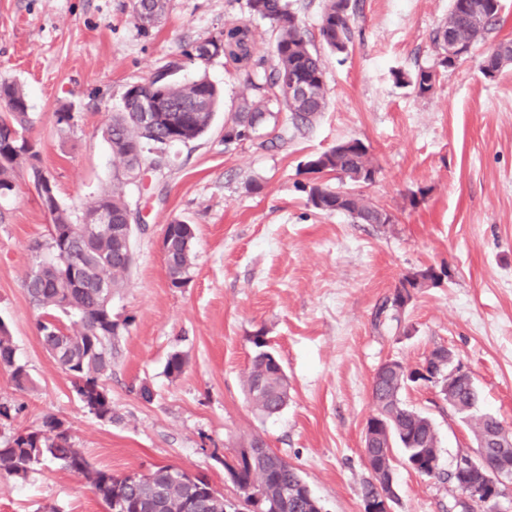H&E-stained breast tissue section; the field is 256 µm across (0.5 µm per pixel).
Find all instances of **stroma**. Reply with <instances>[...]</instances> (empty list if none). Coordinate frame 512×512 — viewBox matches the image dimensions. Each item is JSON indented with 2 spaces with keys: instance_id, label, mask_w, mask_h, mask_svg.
<instances>
[{
  "instance_id": "1",
  "label": "stroma",
  "mask_w": 512,
  "mask_h": 512,
  "mask_svg": "<svg viewBox=\"0 0 512 512\" xmlns=\"http://www.w3.org/2000/svg\"><path fill=\"white\" fill-rule=\"evenodd\" d=\"M246 0H166L160 18L138 26L133 0H0V81L17 82L34 117L29 132L75 211L112 186L121 167L103 135L129 83L168 62L180 79L207 73L222 102L205 135L167 147L162 167L126 189L134 262L113 306L127 328L104 385L117 420L88 413L67 374L42 347V313L25 275L50 223L26 172L0 197V321L34 382L16 391L0 368V401L20 404L0 432L63 421L89 462L114 474L171 465L210 479L235 508L243 497L223 458L251 436L297 469L321 512H362L369 471L363 430L374 406L373 374L390 358L415 365L444 345L472 374L480 412L512 431V64L495 78L480 70L512 39V0L500 22L455 68L440 67L432 43L449 0H352L355 32L346 59L323 48V0H292L324 65L328 107L288 143L225 144L224 121L247 96L245 71L223 57L203 64L185 49L231 24L251 22L252 52L270 57L268 22L250 20ZM437 70L424 96L395 72ZM73 113L72 126L57 115ZM361 140L378 170L364 196L391 224H363L312 207L305 185L336 189L335 174L306 161ZM193 225V268L171 287L162 252L166 224ZM445 269L415 290L401 312L379 313L404 275ZM263 336L288 376L287 406L267 417L249 402L244 377ZM186 359L170 377L172 353ZM149 386L151 401L138 390ZM405 403L434 423L441 471L472 452L471 431L437 389L411 388ZM394 512H458L448 482L410 470L393 448ZM0 512H106L80 475L46 463L22 483L0 477Z\"/></svg>"
}]
</instances>
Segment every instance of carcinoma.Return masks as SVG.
Masks as SVG:
<instances>
[{
	"instance_id": "cac0c4a2",
	"label": "carcinoma",
	"mask_w": 512,
	"mask_h": 512,
	"mask_svg": "<svg viewBox=\"0 0 512 512\" xmlns=\"http://www.w3.org/2000/svg\"><path fill=\"white\" fill-rule=\"evenodd\" d=\"M164 7V0H135L134 18L145 29L158 19ZM246 7L251 18L268 22L275 35L270 66H265L263 59L252 61L254 32L246 23L228 26L205 40L225 62L251 69L249 88L253 96L243 99L240 109L225 119L224 143L251 141L266 127L272 128L275 139L286 143L288 138L309 130L327 108L323 62L320 54L310 48L290 0H246ZM500 11L501 0H451L448 19L435 32L433 44L442 49L451 38L474 47L485 39ZM320 35L329 51L338 56L349 53L353 44L350 0H325ZM497 48L481 72L497 73L512 63V40L499 42ZM177 69L179 64L172 61L159 68L151 79L128 85L122 109L112 113L105 129L112 153L122 163L121 174L116 176L112 188L87 205L80 216L59 201L46 198L50 202L49 238L45 245L38 244L36 248L45 249L47 255L30 267L25 278L31 303L44 310L38 326L43 346L48 351L66 348L67 358L58 364L75 378L74 387L84 407L95 408L96 417L109 415L111 421L117 415L102 380L112 371L116 341L126 329V321L112 314V300L124 288L129 267L123 258L125 248L111 233L103 232L86 240L77 236V228L84 215L101 209L112 214V224L126 223L130 208L125 187L141 180L148 167L159 159L157 152L164 151L172 140L186 143L208 131L219 107V92L204 73L189 81L173 79L172 73ZM294 76L308 86L309 96L288 94ZM394 77L419 96L431 92L435 83L434 71L429 68H420L413 74L397 71ZM142 95L159 99L162 107L151 130L141 129L135 121V101ZM1 99L8 103V110H0V195H5L14 190L15 175L20 169L28 172L35 186H41V157L37 141L28 136L34 120L26 94L17 84L2 81ZM312 160L317 165L316 172H334L352 184L350 188L336 190L316 183L309 185L308 201L314 209L323 213L347 212L365 224L389 223L390 213L386 209L371 204L355 191L357 184L374 183L378 173L361 140L342 142ZM194 238L195 234L182 227L181 222L170 225L166 268L175 288L189 279ZM427 280H435L431 267L404 276L395 292L401 293L407 285L421 288ZM58 313L70 318V326L57 323ZM255 345L258 351L244 381L246 394L257 411L273 415L285 404L287 392L273 383L265 393L255 391V386L260 378L279 369L280 360L264 349L260 338H255ZM0 367L10 372L16 390L33 389L25 365L16 360L9 330L1 321ZM387 394L384 386L372 387L375 409L368 421L386 411L395 413L399 428L395 440L403 449L407 467L423 477H438L432 466L438 439L425 416L387 408ZM448 397L455 401L456 414L474 435L498 427L493 416L473 413L478 400L474 383L452 384ZM247 444V440L242 442L232 460L224 461V469L236 488L244 494L261 488L263 499L257 505L260 512H313L310 508L287 510L282 506L283 491L298 485L299 473L286 461L275 469L263 468L246 455ZM45 462L83 476L106 506V512H178L181 491L168 485V467L159 466L141 485H131L125 475L116 476L110 470L93 467L75 447L68 429L61 427L54 417L45 418L37 427L19 429L0 442L1 476L24 481Z\"/></svg>"
}]
</instances>
